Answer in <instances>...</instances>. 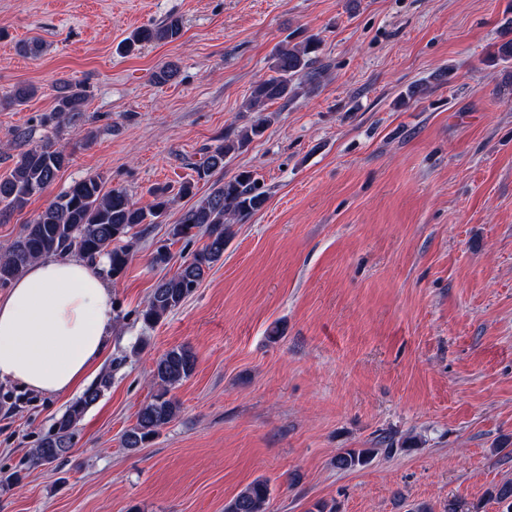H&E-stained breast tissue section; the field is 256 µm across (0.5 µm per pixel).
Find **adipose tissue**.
Segmentation results:
<instances>
[{"label": "adipose tissue", "instance_id": "ef3b65f1", "mask_svg": "<svg viewBox=\"0 0 512 512\" xmlns=\"http://www.w3.org/2000/svg\"><path fill=\"white\" fill-rule=\"evenodd\" d=\"M111 297L95 264L69 256L31 263L0 296V380L35 394L82 388L112 332Z\"/></svg>", "mask_w": 512, "mask_h": 512}]
</instances>
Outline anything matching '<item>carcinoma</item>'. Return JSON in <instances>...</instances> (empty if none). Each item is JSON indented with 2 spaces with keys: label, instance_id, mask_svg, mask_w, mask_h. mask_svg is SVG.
I'll list each match as a JSON object with an SVG mask.
<instances>
[{
  "label": "carcinoma",
  "instance_id": "1",
  "mask_svg": "<svg viewBox=\"0 0 512 512\" xmlns=\"http://www.w3.org/2000/svg\"><path fill=\"white\" fill-rule=\"evenodd\" d=\"M181 35L178 20L160 26H144L134 30L120 46L128 54L142 44L174 41ZM319 42L279 43L271 52L270 74L255 84L246 100V110L263 112L265 106L277 101L288 102L319 87L324 70L319 65ZM34 94V87L18 84L4 96V103L21 105ZM90 96L89 88L62 82L57 87L56 106L52 117L70 122L81 116ZM271 117L262 115L234 136L224 135L203 164L197 169L200 180H209L237 153L261 137ZM71 162V153L63 145L44 141L20 152L12 170L0 176V214L6 216L23 209L35 195L45 191ZM268 195L258 178L243 170L226 181H216L208 193L200 196L173 225L174 239L192 240L197 234L206 237L203 247L184 260L171 276L160 280L149 296L140 316L153 326L176 310L191 296L208 270L224 257V248L232 236L230 221L244 219L266 204ZM172 198L167 188L153 191V202L147 208L135 202L121 187L105 188L102 175L90 174L72 183L58 194L32 222L24 225L18 238L0 254V286L17 279L34 260L75 254L91 262H104L103 275L119 281L132 257L137 227L154 224L168 210ZM196 358L184 346L168 350L159 357L151 372V399L136 415L135 423L126 430L123 446L142 448L179 413L180 405L170 393L176 385L193 373ZM109 385L104 375L99 383L87 389L55 422L32 454L36 465L49 457L58 460L71 448L77 422ZM379 449L344 448L335 456L336 468L354 470L370 463ZM490 498L506 504L512 512V481L499 484L488 492ZM270 486L257 478L224 504V512H267Z\"/></svg>",
  "mask_w": 512,
  "mask_h": 512
}]
</instances>
